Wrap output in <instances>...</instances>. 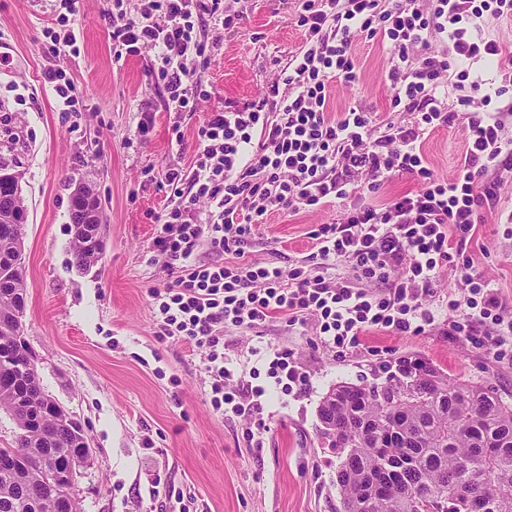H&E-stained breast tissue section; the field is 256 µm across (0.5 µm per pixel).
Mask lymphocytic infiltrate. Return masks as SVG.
Returning <instances> with one entry per match:
<instances>
[{"instance_id": "f902f5d3", "label": "lymphocytic infiltrate", "mask_w": 512, "mask_h": 512, "mask_svg": "<svg viewBox=\"0 0 512 512\" xmlns=\"http://www.w3.org/2000/svg\"><path fill=\"white\" fill-rule=\"evenodd\" d=\"M56 28L46 30L51 51L77 55L81 40L77 18L83 0H60ZM298 24L305 43L288 57L280 77L258 100L228 105L207 114L197 133L194 163L166 169L163 179L180 197L178 207L156 218V244L181 265L173 284L150 292L159 339L204 348L203 370L213 411L243 417L252 447L264 444V386L267 375L281 393L304 385L306 377L288 352L273 350L265 368L240 373L229 364L217 327L256 328L273 314L309 316L325 346L352 348L362 334L379 328L417 336L433 325L427 302L434 294L440 267L449 256L451 229L471 230L484 213L512 224V208L501 205L500 188L512 173V134L507 113L473 112L463 128L466 151L452 180L438 177L422 149L425 133L455 125L439 93L450 85L460 103L482 90L480 76L452 68L434 56L410 64L411 53L429 37L448 42L455 57L495 64L503 81L512 83V56L500 43L476 35L484 17H512V0H432L423 11L417 0H298ZM239 16L221 0H145L127 15L123 0H112L104 20L114 60L153 53L150 74L170 112L194 111L208 97L203 72L211 47L201 32L208 21L235 27ZM380 38L393 53L387 81L392 104L410 113L409 122L377 124L370 113L350 108L327 115L331 82L352 85L360 68L351 52L354 33ZM408 174L417 192L375 205L365 202L392 178ZM207 202L206 221L197 218ZM347 204L343 221L319 224L310 232L315 250L305 264L291 270L242 260L243 246L275 211L319 210ZM208 246L227 259L200 264L196 250ZM350 265L357 281L337 275ZM471 296L454 330L482 335L486 323L495 335H482V347L502 358L512 352V315L471 264L460 269Z\"/></svg>"}]
</instances>
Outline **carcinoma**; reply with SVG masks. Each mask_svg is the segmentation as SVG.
<instances>
[{
  "label": "carcinoma",
  "mask_w": 512,
  "mask_h": 512,
  "mask_svg": "<svg viewBox=\"0 0 512 512\" xmlns=\"http://www.w3.org/2000/svg\"><path fill=\"white\" fill-rule=\"evenodd\" d=\"M15 134L0 139V228L24 224L19 146ZM71 197L72 224L101 226L97 200L89 207ZM21 241L0 231V270ZM76 267L85 270L100 251L73 236ZM25 277L0 288V350L25 357L30 348L13 340L15 313L25 311ZM38 371L21 373L0 362V412L16 426L14 447L26 450L20 461L28 492L17 471L0 469V503L10 512H63L62 499L79 500L78 491L58 497L43 491L46 479L62 458L76 455L70 428L59 427L40 395L29 394ZM319 407L321 436L336 449L339 465L336 512H486V499L500 500V512H512V400L467 380L448 378L443 370L418 358L398 361L385 382H341ZM42 416V422L36 417Z\"/></svg>",
  "instance_id": "cac0c4a2"
}]
</instances>
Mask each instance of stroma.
Returning <instances> with one entry per match:
<instances>
[{"instance_id":"obj_1","label":"stroma","mask_w":512,"mask_h":512,"mask_svg":"<svg viewBox=\"0 0 512 512\" xmlns=\"http://www.w3.org/2000/svg\"><path fill=\"white\" fill-rule=\"evenodd\" d=\"M112 0H85L78 17L80 53L58 58L44 28L56 12L37 0H0V40L19 60L0 70V101L23 135L22 195L27 206L24 252L28 287L25 336L46 391L79 421L93 455L79 478L83 512H336L335 451L322 439L318 416L328 390L340 382L380 383L387 364L416 356L452 379L484 385L512 399V362L497 360L463 337L450 335L468 288L456 270L470 260L512 311V224L484 216L472 230L453 232L462 252L443 262L430 301L438 318L419 336L373 330L358 346L332 351L313 318L280 314L257 330L224 332V351L238 364L257 362L269 349L288 350L309 376L306 388L273 394L262 449L246 440V420H227L206 396L202 352L156 335L150 289L181 274L156 247L155 218L177 199L162 186L180 128L190 164L206 114L225 102L262 96L289 53L300 48L295 0H234L242 14L234 30H208L216 48L204 72L211 96L194 112H168L148 75L152 52L114 61L103 14ZM358 84L333 85L331 113L362 108L377 122L392 118L387 83L391 50L366 34L353 36ZM63 67L82 93L80 117L59 111L42 74ZM147 131H139L144 115ZM425 156L436 174L454 177L465 150L454 126L425 134ZM92 184L102 210V251L87 270L74 264L70 199ZM343 206L280 211L256 226L246 261L289 266L312 251L314 225L342 219ZM163 375H156V368Z\"/></svg>"}]
</instances>
